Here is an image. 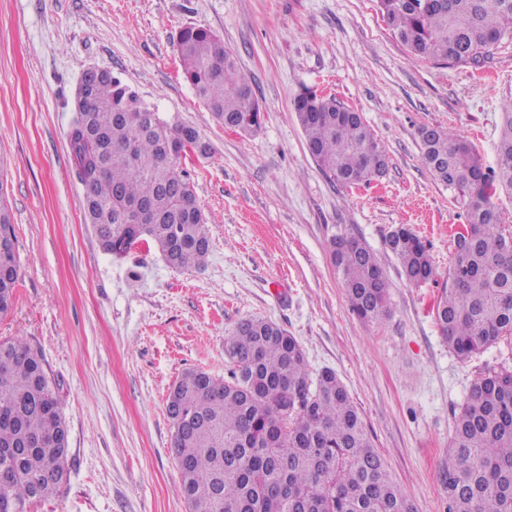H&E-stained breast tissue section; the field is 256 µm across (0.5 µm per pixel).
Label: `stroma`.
I'll return each instance as SVG.
<instances>
[{
  "instance_id": "stroma-1",
  "label": "stroma",
  "mask_w": 512,
  "mask_h": 512,
  "mask_svg": "<svg viewBox=\"0 0 512 512\" xmlns=\"http://www.w3.org/2000/svg\"><path fill=\"white\" fill-rule=\"evenodd\" d=\"M215 33L261 109V129L224 128L183 77L177 35ZM118 74L210 150L176 164L207 219L204 267L177 270L137 244L122 259L86 224L67 140L82 73ZM314 87L362 113L385 176L347 188L310 156L293 99ZM512 45L484 68L410 57L376 0H0V199L19 282L0 339L41 350L69 429L68 480L30 512H188L166 397L189 369L226 377L224 339L254 316L294 336L311 376L332 369L416 512H448L440 476L455 415L496 344L461 361L435 321L464 222L423 167L436 127L495 162ZM429 247L437 275L416 287L387 247L395 226ZM363 240L389 281L382 322L351 309L333 236Z\"/></svg>"
}]
</instances>
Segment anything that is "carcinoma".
Wrapping results in <instances>:
<instances>
[{
    "label": "carcinoma",
    "mask_w": 512,
    "mask_h": 512,
    "mask_svg": "<svg viewBox=\"0 0 512 512\" xmlns=\"http://www.w3.org/2000/svg\"><path fill=\"white\" fill-rule=\"evenodd\" d=\"M383 22L418 60L485 66L512 45V0H377ZM183 73L196 97L224 127L260 129V110L234 56L211 31L185 27L177 36ZM67 133L82 208L101 249L124 257L150 240L170 267L202 266L209 254L206 218L193 185L175 167L205 153L198 131L171 124L121 78L83 74ZM293 110L307 150L331 180L350 187L386 170L371 130L336 97L305 89ZM424 167L462 209L448 287L436 320L448 347L467 360L512 340V235L504 234L496 199L512 197V100L504 105L495 166L444 130L423 142ZM148 205L149 222L128 219ZM0 315L13 305L19 279L11 215L0 202ZM406 281L432 280L427 244L411 229L387 238ZM330 256L358 316L388 315L389 284L376 255L354 236L332 239ZM228 378L187 370L166 408L180 493L189 512H412L377 453L346 387L331 370L309 379L303 350L277 324L244 318L225 339ZM68 428L38 348L19 337L0 340V512L55 495L67 479ZM451 465L442 474L448 512H512V365L486 368L472 382L454 419Z\"/></svg>",
    "instance_id": "carcinoma-1"
}]
</instances>
